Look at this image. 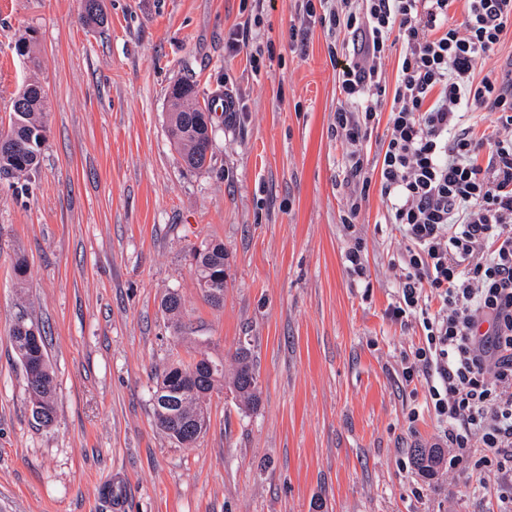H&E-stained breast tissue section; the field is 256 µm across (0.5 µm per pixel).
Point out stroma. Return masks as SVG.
<instances>
[{"mask_svg":"<svg viewBox=\"0 0 512 512\" xmlns=\"http://www.w3.org/2000/svg\"><path fill=\"white\" fill-rule=\"evenodd\" d=\"M0 0V124L28 81L49 110L37 173L0 179V512H512L477 458L430 479L411 461L439 445L423 382L402 362L424 340L388 310L402 236L371 187L357 237L342 225L345 159L336 36L295 0ZM306 25L304 44L291 29ZM274 55L252 71L224 52L230 29ZM31 37L39 65L14 52ZM195 83L237 112L213 119L211 160L186 169L167 132V91ZM223 242L224 304L192 260ZM361 244L365 278L344 255ZM27 273L16 280L14 263ZM185 304L173 333L160 300ZM44 330L56 418L37 423L10 339L18 312ZM251 348L257 408L208 399L194 447L158 428L152 395L173 361L232 368Z\"/></svg>","mask_w":512,"mask_h":512,"instance_id":"1","label":"stroma"}]
</instances>
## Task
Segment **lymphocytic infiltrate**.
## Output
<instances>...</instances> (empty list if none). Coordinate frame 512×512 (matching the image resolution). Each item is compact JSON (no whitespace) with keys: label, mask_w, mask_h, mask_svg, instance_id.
<instances>
[{"label":"lymphocytic infiltrate","mask_w":512,"mask_h":512,"mask_svg":"<svg viewBox=\"0 0 512 512\" xmlns=\"http://www.w3.org/2000/svg\"><path fill=\"white\" fill-rule=\"evenodd\" d=\"M304 0L336 33L343 97L331 130L345 147L342 223L355 234L371 185L405 240L394 320L425 341L402 368L423 380L448 451L512 463V69L477 76L512 28V0ZM398 54L395 84L384 62ZM491 112L476 137L469 112ZM387 132L372 172L363 144Z\"/></svg>","instance_id":"1"}]
</instances>
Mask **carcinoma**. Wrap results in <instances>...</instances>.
I'll list each match as a JSON object with an SVG mask.
<instances>
[{"label": "carcinoma", "mask_w": 512, "mask_h": 512, "mask_svg": "<svg viewBox=\"0 0 512 512\" xmlns=\"http://www.w3.org/2000/svg\"><path fill=\"white\" fill-rule=\"evenodd\" d=\"M167 132L186 167H206L211 141L202 136L201 121L210 115V107L199 101L196 86L178 82L168 96ZM47 101L42 87L35 81L25 84L11 102L8 128L0 129V178L28 177L38 171L42 147L46 141L44 117ZM195 275L204 300L212 306L224 302V244L210 242L194 252ZM173 329L181 331L183 303L177 291L168 292L161 301ZM10 340L26 376V392L33 417L42 425L53 423L56 414L55 377L48 363L42 330L18 314L10 327ZM235 369L226 377L223 362L202 357L190 364L176 361L156 377L153 392V414L158 427L180 445L196 444L209 425L206 398L229 381L242 406L255 408L260 402V389L254 358L246 346L234 356ZM414 459L421 472L430 477L444 461V452L414 449Z\"/></svg>", "instance_id": "carcinoma-1"}]
</instances>
